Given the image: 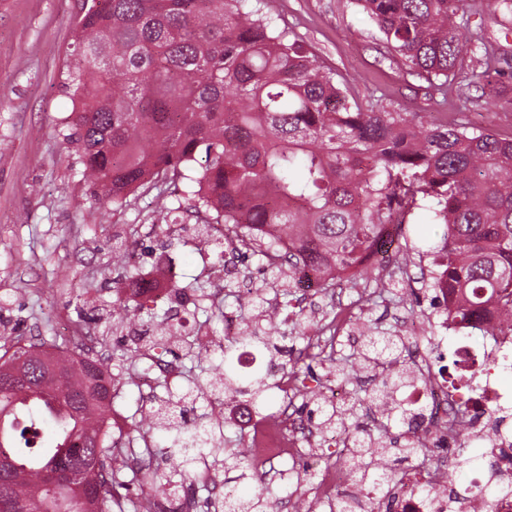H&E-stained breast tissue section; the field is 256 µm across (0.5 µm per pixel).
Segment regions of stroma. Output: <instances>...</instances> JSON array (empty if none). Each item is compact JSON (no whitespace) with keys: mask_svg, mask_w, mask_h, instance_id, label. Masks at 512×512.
Returning <instances> with one entry per match:
<instances>
[{"mask_svg":"<svg viewBox=\"0 0 512 512\" xmlns=\"http://www.w3.org/2000/svg\"><path fill=\"white\" fill-rule=\"evenodd\" d=\"M264 9L337 79L347 80L359 101L512 136V15H490L485 0H468L459 24L469 38L499 41L507 77L496 95L484 93L475 57L444 85L411 73L353 0H265ZM79 11L80 0H0V344L81 329L103 348L131 350L138 345L132 325L112 316L127 275L115 247L132 242L141 275L159 256L170 258L178 272L209 281L216 261L206 243L157 213L156 189L138 190L104 209L91 194L78 155L61 135L72 103L60 71ZM405 223L400 251L411 256L406 272L418 306L380 300L355 310L358 320L385 329L436 311L432 250L443 227L425 209ZM266 277L256 255L226 266L225 315L249 316L237 292Z\"/></svg>","mask_w":512,"mask_h":512,"instance_id":"35a3bbf8","label":"stroma"}]
</instances>
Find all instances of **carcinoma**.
I'll return each mask as SVG.
<instances>
[{"instance_id":"1","label":"carcinoma","mask_w":512,"mask_h":512,"mask_svg":"<svg viewBox=\"0 0 512 512\" xmlns=\"http://www.w3.org/2000/svg\"><path fill=\"white\" fill-rule=\"evenodd\" d=\"M261 0H81L71 52L61 86L71 100L65 140L83 164V176L100 201L121 204L160 180L180 181L191 204L172 207L158 194V211L185 222L205 215L226 227L224 239L262 258L286 238L300 246L288 264L267 262L269 280L289 273L288 287L274 296L293 305L295 284L332 267H355L384 224L433 202L445 226L436 255L448 295V319L498 336L512 332V138L461 124L431 125L414 112L365 106L336 82L287 28L262 13ZM383 33L390 52L419 76L448 77L473 42L457 17L466 0H358ZM482 77L497 91L501 58L481 41ZM268 229L260 241L254 233ZM171 287L206 294L197 277L182 274ZM254 288L255 319L239 338L224 342V356L245 345L269 353L268 366L248 378L229 367L186 369V388L147 418L132 419L128 435L143 422L173 431L165 454L182 473L215 448L214 429L187 418L200 385L209 393L240 398L262 414L272 380L300 360L290 358L303 338L299 324L276 325L264 296ZM410 296L390 282L380 299ZM131 292L117 298L156 333L153 346L168 349L170 315ZM497 307L498 322L485 316ZM357 358L336 359L334 375L350 380L361 371L385 367L370 391H355L351 403L332 408L318 390L306 392L308 418L319 429L335 427L350 440L357 483L396 482L417 460L427 462L423 443L406 440L385 453L382 428L357 417L365 404L380 417L410 424L412 415L397 393L422 382L405 355V337L374 323L361 327ZM117 388L105 384L96 360L79 343L15 336L0 354V454L11 468L0 472V512H150V492L181 484L146 467L115 465L112 430L104 418ZM224 480L230 487L223 512H269L270 488L242 448L224 449ZM83 469L68 484L51 481L58 472ZM464 501L476 495H512V485L494 484L481 493L451 486Z\"/></svg>"}]
</instances>
